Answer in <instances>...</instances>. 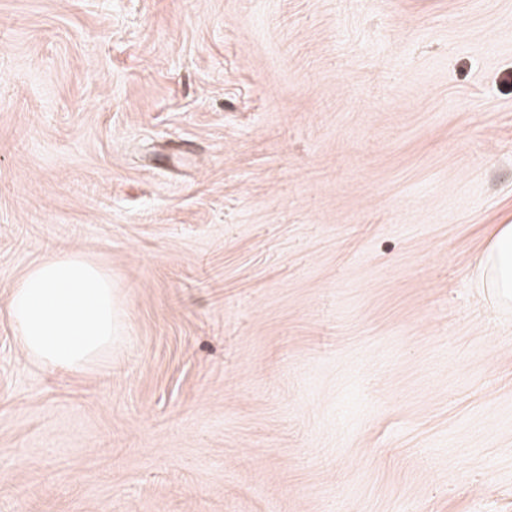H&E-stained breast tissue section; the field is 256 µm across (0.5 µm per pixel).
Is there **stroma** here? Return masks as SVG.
Returning <instances> with one entry per match:
<instances>
[{
  "label": "stroma",
  "instance_id": "35a3bbf8",
  "mask_svg": "<svg viewBox=\"0 0 512 512\" xmlns=\"http://www.w3.org/2000/svg\"><path fill=\"white\" fill-rule=\"evenodd\" d=\"M512 0H0V512H512ZM112 357L23 355L43 257ZM485 255L484 274L478 286L490 288L503 299L512 298V224H500Z\"/></svg>",
  "mask_w": 512,
  "mask_h": 512
}]
</instances>
